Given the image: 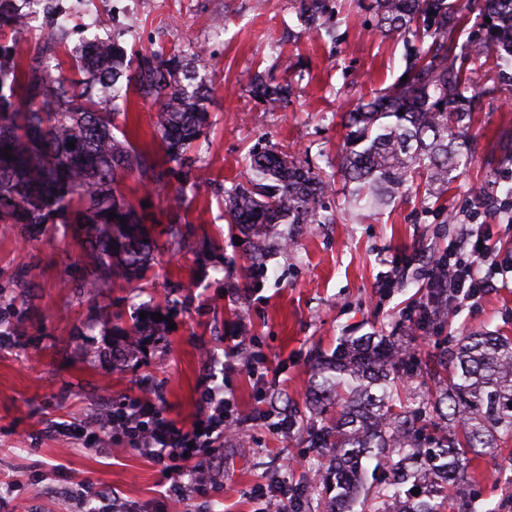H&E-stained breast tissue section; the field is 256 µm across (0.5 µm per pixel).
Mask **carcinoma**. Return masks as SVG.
<instances>
[{"mask_svg": "<svg viewBox=\"0 0 512 512\" xmlns=\"http://www.w3.org/2000/svg\"><path fill=\"white\" fill-rule=\"evenodd\" d=\"M30 0H0V223L16 224L28 237L46 232L83 235L81 274L61 282L91 296L114 276L144 278L156 246L147 224L120 189L133 176L149 191L164 192L167 208L182 223L188 193L201 187V137L211 126L212 88L198 71L186 75L204 51L187 44L169 51L131 50L117 37L104 43L83 38L71 48L69 29L56 22L61 0H42L46 27L28 53L18 39ZM384 35L407 41L405 81L346 113V138L337 174L346 207L355 212L412 194L425 202L448 189L472 159L468 92L481 75L448 64L456 50L479 59L493 56L512 68V0H484L487 32L458 47L453 38L465 6L448 0H369ZM306 23L327 18L326 0H300ZM253 92L270 110L288 103L289 84L256 75ZM132 94L157 110L154 139L160 165L129 138L117 140L115 102ZM73 147H68V143ZM11 150H6V147ZM12 159H7L5 153ZM248 185L224 191V219L249 239L245 275L264 276L269 252L293 249L304 224H330L321 199L334 174L314 171L299 152L254 147L244 158ZM117 218L110 219V214ZM290 225L287 230L278 226ZM409 351L385 339L360 336L315 372L310 428L315 448L333 453L321 512H350L366 485L362 460L384 470L372 494L373 512H467L448 503L438 487L465 492L470 456L487 455L512 437V339L470 333L442 351L429 373L433 389L414 405L401 394L413 376ZM425 482L418 496L411 489Z\"/></svg>", "mask_w": 512, "mask_h": 512, "instance_id": "1", "label": "carcinoma"}]
</instances>
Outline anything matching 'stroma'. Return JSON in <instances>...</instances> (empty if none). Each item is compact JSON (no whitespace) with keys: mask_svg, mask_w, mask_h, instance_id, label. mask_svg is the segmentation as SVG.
<instances>
[{"mask_svg":"<svg viewBox=\"0 0 512 512\" xmlns=\"http://www.w3.org/2000/svg\"><path fill=\"white\" fill-rule=\"evenodd\" d=\"M95 2L124 46L206 48L214 124L202 150L211 182L190 196L174 239L165 200L126 178L125 195L156 218L159 251L143 280L109 279L91 302L61 285L76 241L50 233L27 240L0 224V306L16 330L0 338V512H102L98 489L129 512H261L256 487L282 479L301 491L304 512H316L326 459L299 428L270 431L254 413L259 393L282 415L305 411L314 357L334 355L345 336L395 337L415 346L420 367L462 334L512 336V281L451 306L432 327L411 332L403 320L425 299V263L463 234L486 225L489 254L512 255V211L501 206L512 201V88L486 89L476 102L474 161L442 199L455 222L410 196L355 217L339 207L338 181L327 196L335 223L306 225L296 249L269 255L256 284L242 274L247 247L231 235L218 195L247 182L242 158L257 145L291 144L314 167L338 163L343 114L402 76L405 40L377 32L360 0H328L341 21L317 30L300 21L297 0ZM280 55L293 60L292 71L276 67ZM257 73L288 81L286 107L270 112L254 97ZM479 188L496 211L475 202ZM117 309L159 312L175 326L122 336L102 317ZM253 351L265 359L257 377L244 368ZM210 389L232 391L241 429L209 460L213 488L203 497L166 496L158 467L137 449L84 448L68 433L103 423L129 399L153 402L188 427ZM470 473V512H512V438L472 459Z\"/></svg>","mask_w":512,"mask_h":512,"instance_id":"stroma-1","label":"stroma"}]
</instances>
